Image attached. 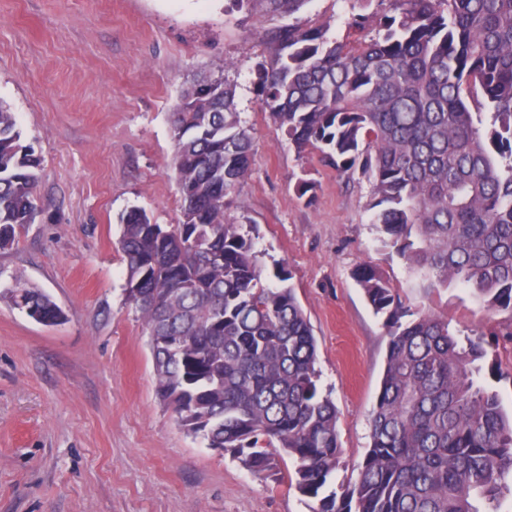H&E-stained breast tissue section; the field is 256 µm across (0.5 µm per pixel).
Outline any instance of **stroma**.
<instances>
[{
	"label": "stroma",
	"mask_w": 512,
	"mask_h": 512,
	"mask_svg": "<svg viewBox=\"0 0 512 512\" xmlns=\"http://www.w3.org/2000/svg\"><path fill=\"white\" fill-rule=\"evenodd\" d=\"M364 7L308 0L299 16L345 41ZM283 23L252 0H0V102L42 156L41 216L0 251V288L22 275L66 314L47 326L0 303V512H310L291 459L261 478L176 423L126 301L119 218L140 207L177 223L171 120L199 78L234 86L254 138L226 216L252 238L269 286L276 267L292 273L317 341V387L338 411L333 483L363 461L387 354L358 268L411 309L447 313L450 331L512 326L464 285L426 293L373 224L367 178L289 144L256 90L274 53L268 34ZM303 180L311 196H300Z\"/></svg>",
	"instance_id": "1"
}]
</instances>
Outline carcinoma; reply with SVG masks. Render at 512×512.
I'll use <instances>...</instances> for the list:
<instances>
[{
	"mask_svg": "<svg viewBox=\"0 0 512 512\" xmlns=\"http://www.w3.org/2000/svg\"><path fill=\"white\" fill-rule=\"evenodd\" d=\"M374 2L348 20L375 30L368 41L278 28V53L258 69L263 106L297 152L367 177L374 223L424 288L461 282L488 315L512 316V0ZM470 101L491 108L490 127ZM172 133L180 218L157 224L131 208L118 245L157 392L179 425L259 476L285 452L295 489L318 500L311 512H499L512 493V418L479 381L492 344L411 311L366 267L356 278L384 316L386 361L358 477L324 493L343 448L336 406L318 392L312 327L294 288L262 284L252 240L225 216L254 156L233 87L187 90ZM40 177L41 157L0 102V250L39 216ZM0 301L66 319L20 275Z\"/></svg>",
	"mask_w": 512,
	"mask_h": 512,
	"instance_id": "cac0c4a2",
	"label": "carcinoma"
}]
</instances>
